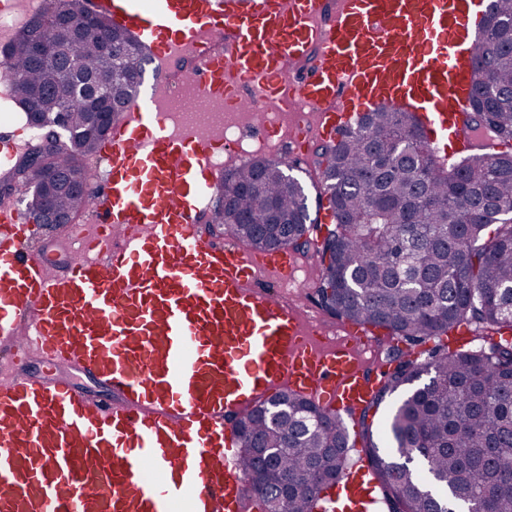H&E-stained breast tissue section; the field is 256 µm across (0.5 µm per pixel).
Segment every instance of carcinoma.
Returning <instances> with one entry per match:
<instances>
[{"label":"carcinoma","instance_id":"cac0c4a2","mask_svg":"<svg viewBox=\"0 0 512 512\" xmlns=\"http://www.w3.org/2000/svg\"><path fill=\"white\" fill-rule=\"evenodd\" d=\"M484 42L474 60L471 106L475 131L512 142V0H493L480 22ZM106 16L89 18L80 0L53 6L11 41L4 78L12 100L34 122L65 115L70 147L44 164L22 156L16 190L47 184L51 207L79 215L87 193L53 185L80 174L105 139L96 113L123 111L142 84L144 46ZM123 49L116 55L112 48ZM322 188L311 218L301 182L287 158L258 159L224 175L225 209L211 225H234L233 237L256 250L286 247L312 254L321 275L316 303L342 321L371 325L406 345L392 347L388 369L362 408L360 435L389 512H512V151L473 153L448 170L434 162L419 118L385 107L368 113L317 154ZM466 323L499 337L451 351L435 348L419 361L408 348ZM410 392L393 410L388 434L396 451L422 458L409 470L383 454L367 418L387 397ZM288 405L275 422L248 415L237 436L249 494L269 512L270 489L288 488L286 512H312V496L332 487L347 467L350 432L305 396L270 397ZM272 453L259 465L254 441Z\"/></svg>","mask_w":512,"mask_h":512}]
</instances>
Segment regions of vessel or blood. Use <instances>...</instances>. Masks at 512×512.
Instances as JSON below:
<instances>
[{
    "instance_id": "b4317fda",
    "label": "vessel or blood",
    "mask_w": 512,
    "mask_h": 512,
    "mask_svg": "<svg viewBox=\"0 0 512 512\" xmlns=\"http://www.w3.org/2000/svg\"><path fill=\"white\" fill-rule=\"evenodd\" d=\"M162 62L149 104L112 124L79 248L61 270L34 249L27 216L0 212V341L11 354L70 364L112 388L0 382V512H242L238 441L225 417L289 388L350 412L374 385L357 349L285 309L303 270L286 249L254 259L206 239L196 222L215 191L224 131L200 134L169 108L180 88L229 101L245 136L280 146L277 110L315 113L332 141L395 101L417 112L439 163L481 148L471 116L479 0H84ZM230 40L222 57L205 45ZM196 62L173 85L169 71ZM305 62L300 79L285 67ZM364 512L384 502L361 469L337 481Z\"/></svg>"
}]
</instances>
